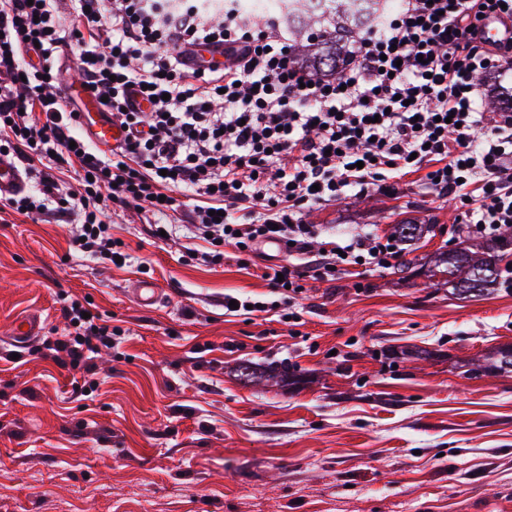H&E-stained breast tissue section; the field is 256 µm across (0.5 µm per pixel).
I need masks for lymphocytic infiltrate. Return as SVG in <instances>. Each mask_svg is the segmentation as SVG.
<instances>
[{
    "mask_svg": "<svg viewBox=\"0 0 512 512\" xmlns=\"http://www.w3.org/2000/svg\"><path fill=\"white\" fill-rule=\"evenodd\" d=\"M57 3L0 0V154L39 185L4 205L34 218L54 202L77 219L79 251L119 257L106 219L131 206L184 221L208 243L187 249V263H222L230 246L247 271L262 242L287 244L288 264L261 268L275 300L238 301L267 314L296 300L304 278L396 264L395 236L339 245L303 219L349 189L387 191L389 174L419 175L454 204L459 231L492 238L512 226V111L484 121L473 81L512 52V37L483 34L489 14L512 24V0H398L321 71L294 55L287 28L254 24L223 0H71L65 18ZM67 41L84 88L127 133L110 151L79 133L64 104L56 61ZM212 44L223 63L180 54ZM85 311L62 305L70 330L47 345L55 362L87 369L112 346L111 327Z\"/></svg>",
    "mask_w": 512,
    "mask_h": 512,
    "instance_id": "1",
    "label": "lymphocytic infiltrate"
}]
</instances>
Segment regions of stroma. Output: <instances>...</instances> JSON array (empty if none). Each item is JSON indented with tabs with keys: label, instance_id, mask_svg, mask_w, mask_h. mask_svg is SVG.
<instances>
[{
	"label": "stroma",
	"instance_id": "obj_1",
	"mask_svg": "<svg viewBox=\"0 0 512 512\" xmlns=\"http://www.w3.org/2000/svg\"><path fill=\"white\" fill-rule=\"evenodd\" d=\"M393 184L308 212L340 243L424 231L398 267L305 280L295 326L225 314V294L269 286L230 257L183 264L184 228L155 239L151 213L111 215L119 269L74 250L56 212L0 211V512H512V373L475 371L512 345V288L428 278L470 238L417 176ZM138 279L159 284L155 309ZM67 298L118 333L89 372L43 356ZM30 310L41 338L5 343ZM242 363L276 378L242 385ZM130 293L136 303L142 307H152L160 303V288L152 280L141 279L136 281Z\"/></svg>",
	"mask_w": 512,
	"mask_h": 512
}]
</instances>
